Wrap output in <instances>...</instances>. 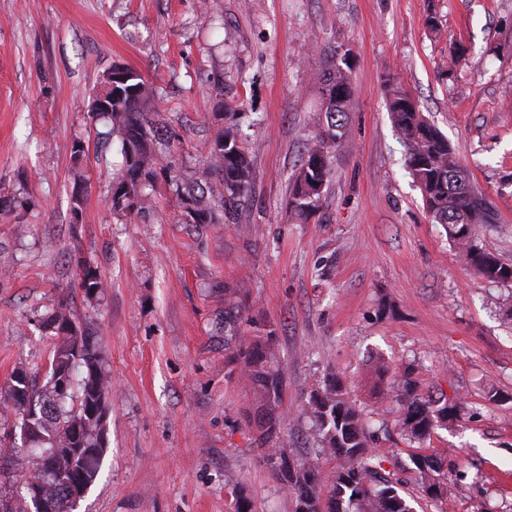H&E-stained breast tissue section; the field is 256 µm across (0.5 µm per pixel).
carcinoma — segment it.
<instances>
[{"instance_id":"carcinoma-1","label":"carcinoma","mask_w":512,"mask_h":512,"mask_svg":"<svg viewBox=\"0 0 512 512\" xmlns=\"http://www.w3.org/2000/svg\"><path fill=\"white\" fill-rule=\"evenodd\" d=\"M322 111L326 123L306 143L301 168L292 192L291 209L302 217L316 208L326 187L330 168L328 152L343 145L344 118L352 95L347 69L336 64L320 77ZM155 89L141 74L127 70L125 80L116 85L104 78L92 103L91 119L111 123L106 136L121 137L124 173L111 189V207L118 213L147 208L158 172L165 173L167 183L177 198L191 206L197 224H215L227 207L248 195L252 188V160L249 149L240 139L235 126H227L212 142L206 181H193L168 174L159 167L155 148L156 130L148 114L155 111ZM388 111L407 148V167L419 187L425 209L435 224L448 233V239L467 262L492 282L512 283V264L476 243L477 225L490 220L483 196L471 185L457 160L448 139L423 115L413 97L396 87L390 90ZM77 285L91 295L102 287L96 273L83 263ZM224 324V350L230 359L245 358L249 382L263 393L261 408L266 424L274 428V409L280 397L278 370L268 364L258 344L244 346L240 336L242 316L233 302H228ZM67 368L84 369L78 395L73 403L58 408L54 405L51 378L36 388L30 383L11 380L0 390V402L12 407L18 422L24 423L25 408L18 399L17 388L24 389L34 403L36 413L30 423L35 441L26 449L20 482L42 481L43 498L48 512H67L66 499L70 485L81 481L90 486L98 473L105 446L100 444L102 429L90 414L92 392L111 391V382L102 372L101 359L88 341L77 344L61 339L55 345L48 371ZM416 370L404 368L399 376L395 401L402 414L401 428L407 439L421 443L438 427L458 418L461 403H449L426 396L419 391ZM306 413L315 423L320 436L318 454L336 459L337 468L328 482V498H323L319 469L312 463L288 474L290 492L296 499V512H413L397 486L377 479L381 467L377 449L372 447L374 432L366 424V415L339 380L311 391ZM412 463L423 480L427 494L434 499L448 495V478L440 475L431 456L415 452Z\"/></svg>"}]
</instances>
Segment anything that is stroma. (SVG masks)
<instances>
[{
  "label": "stroma",
  "mask_w": 512,
  "mask_h": 512,
  "mask_svg": "<svg viewBox=\"0 0 512 512\" xmlns=\"http://www.w3.org/2000/svg\"><path fill=\"white\" fill-rule=\"evenodd\" d=\"M343 52L346 143L300 218L288 202L324 121L317 76ZM114 64L155 88L154 126L178 135L165 158L188 178L238 125L253 184L223 223H188L163 180L148 209L112 211L121 141L102 146L89 113ZM392 76L482 191L479 246L512 262V0H0V388L17 370L43 381L56 338L41 321L66 303L112 380L107 448L75 512H236L241 495L295 512L266 450L335 470L305 412L334 379L378 426L381 474L415 512H512V284L476 273L429 220L386 109ZM81 262L100 292L77 288ZM229 288L279 371L270 433L224 351ZM378 357L464 404L424 443L445 498L424 493L397 403L371 392Z\"/></svg>",
  "instance_id": "35a3bbf8"
}]
</instances>
